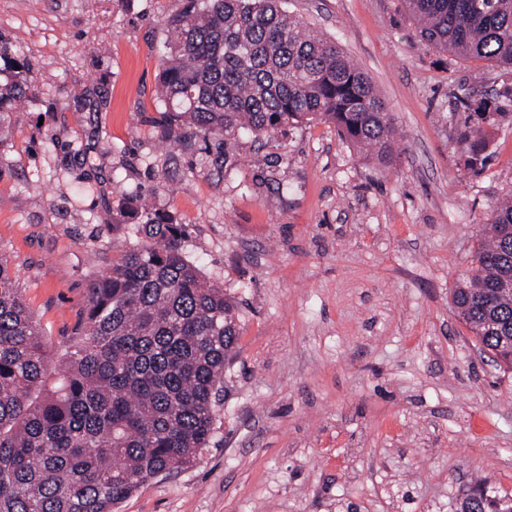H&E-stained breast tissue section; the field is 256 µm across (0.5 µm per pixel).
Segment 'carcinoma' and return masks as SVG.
<instances>
[{
	"label": "carcinoma",
	"instance_id": "cac0c4a2",
	"mask_svg": "<svg viewBox=\"0 0 512 512\" xmlns=\"http://www.w3.org/2000/svg\"><path fill=\"white\" fill-rule=\"evenodd\" d=\"M436 51L512 69V0H403ZM158 78L164 137L212 141L220 165L241 133L257 141L331 123L364 158L390 163L396 135L369 76L280 0H187L169 22ZM464 94L456 137L467 169L493 155L490 130L512 123L499 98ZM32 93L28 59L0 34V143ZM144 243L90 279L66 367L47 368L44 331L0 255V512H117L147 481L209 447L224 365L238 347L234 305L186 259L189 225L127 206ZM471 274L453 292L480 350L512 371V201L496 206ZM462 494L457 512H512V498Z\"/></svg>",
	"mask_w": 512,
	"mask_h": 512
}]
</instances>
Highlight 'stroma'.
I'll return each instance as SVG.
<instances>
[{"label":"stroma","instance_id":"stroma-1","mask_svg":"<svg viewBox=\"0 0 512 512\" xmlns=\"http://www.w3.org/2000/svg\"><path fill=\"white\" fill-rule=\"evenodd\" d=\"M185 2L0 0L33 86L0 146V253L54 365L88 280L140 244L117 218L141 195L188 225V260L236 305L209 448L118 512H456L480 478L512 495V372L452 304L512 199V126L468 170L457 95L506 70L436 52L401 0H283L368 73L400 147L380 167L318 122L242 135L220 167L213 144L160 135L157 73Z\"/></svg>","mask_w":512,"mask_h":512}]
</instances>
